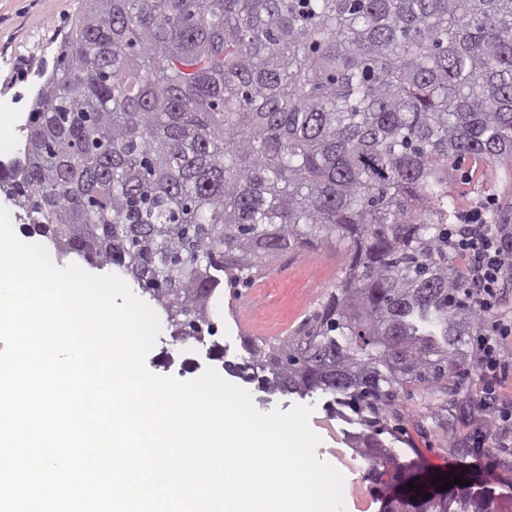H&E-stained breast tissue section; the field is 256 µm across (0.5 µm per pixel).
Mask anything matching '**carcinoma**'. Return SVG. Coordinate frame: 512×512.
Masks as SVG:
<instances>
[{
	"mask_svg": "<svg viewBox=\"0 0 512 512\" xmlns=\"http://www.w3.org/2000/svg\"><path fill=\"white\" fill-rule=\"evenodd\" d=\"M0 190L59 257L115 266L174 341L216 343L209 303L288 249L347 240L343 278L232 368L270 392L344 396L369 423L408 383L477 370V286L449 238L454 167L512 185V0H82ZM511 224L512 202L481 214ZM383 512H493L467 489ZM417 499H411V496Z\"/></svg>",
	"mask_w": 512,
	"mask_h": 512,
	"instance_id": "obj_1",
	"label": "carcinoma"
}]
</instances>
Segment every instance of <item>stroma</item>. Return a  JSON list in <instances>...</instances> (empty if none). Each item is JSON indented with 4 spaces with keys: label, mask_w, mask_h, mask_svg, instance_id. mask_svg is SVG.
Masks as SVG:
<instances>
[{
    "label": "stroma",
    "mask_w": 512,
    "mask_h": 512,
    "mask_svg": "<svg viewBox=\"0 0 512 512\" xmlns=\"http://www.w3.org/2000/svg\"><path fill=\"white\" fill-rule=\"evenodd\" d=\"M81 0H0V161L9 162L18 151L21 134L14 123H25L42 70L53 69L62 41L72 31ZM348 244L330 249L318 245L282 253L269 277L249 282H225L210 302L217 325L216 341L224 357L212 359L205 346L173 341L169 324H162L147 357L150 371L182 380L215 369L226 381L245 385L255 407L262 412L310 407L311 428L320 436L315 453L343 475L347 492L345 512H381V493L366 478L373 461L355 447V438L366 427L332 394L315 391L306 396L270 394L257 383L243 384L228 367L247 360V337L276 341L286 338L327 298L344 273ZM482 384L471 378L468 391L428 401L413 384L398 398L401 420H387L376 427L378 440L402 463L414 461L425 474L458 473L464 465L456 453L459 441L473 437L476 403ZM473 472L475 491L491 498L500 512H512V447L502 450L484 445Z\"/></svg>",
    "instance_id": "obj_1"
}]
</instances>
